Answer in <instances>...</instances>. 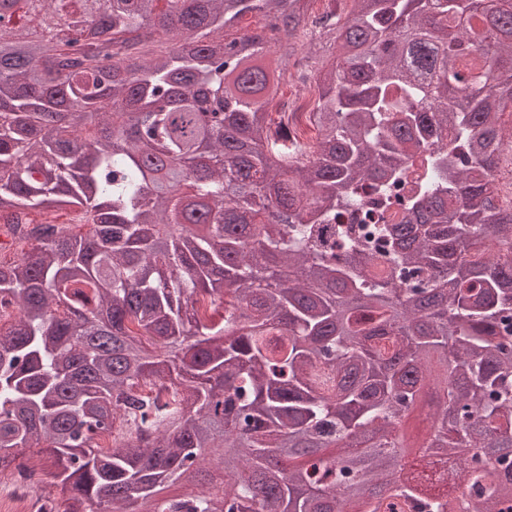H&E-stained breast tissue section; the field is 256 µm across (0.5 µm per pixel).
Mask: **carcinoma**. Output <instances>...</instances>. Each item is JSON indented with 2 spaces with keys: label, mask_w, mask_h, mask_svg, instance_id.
I'll list each match as a JSON object with an SVG mask.
<instances>
[{
  "label": "carcinoma",
  "mask_w": 512,
  "mask_h": 512,
  "mask_svg": "<svg viewBox=\"0 0 512 512\" xmlns=\"http://www.w3.org/2000/svg\"><path fill=\"white\" fill-rule=\"evenodd\" d=\"M310 2L5 0L0 220L38 245L0 262V472L54 458L40 512H458L450 460L512 512V0H330L304 144L266 58Z\"/></svg>",
  "instance_id": "obj_1"
}]
</instances>
